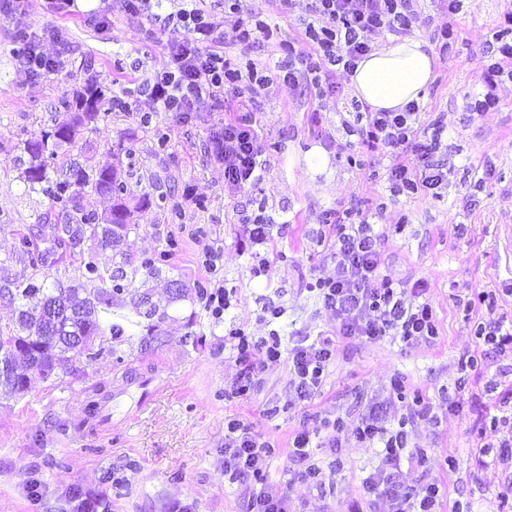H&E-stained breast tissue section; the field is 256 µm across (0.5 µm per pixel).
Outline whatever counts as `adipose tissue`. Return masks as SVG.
Wrapping results in <instances>:
<instances>
[{"label": "adipose tissue", "mask_w": 512, "mask_h": 512, "mask_svg": "<svg viewBox=\"0 0 512 512\" xmlns=\"http://www.w3.org/2000/svg\"><path fill=\"white\" fill-rule=\"evenodd\" d=\"M436 59L416 37L389 40L361 59L349 77L359 101L374 111L400 112L419 100L435 77Z\"/></svg>", "instance_id": "adipose-tissue-1"}]
</instances>
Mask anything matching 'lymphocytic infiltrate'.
I'll return each instance as SVG.
<instances>
[{
    "instance_id": "f902f5d3",
    "label": "lymphocytic infiltrate",
    "mask_w": 512,
    "mask_h": 512,
    "mask_svg": "<svg viewBox=\"0 0 512 512\" xmlns=\"http://www.w3.org/2000/svg\"><path fill=\"white\" fill-rule=\"evenodd\" d=\"M119 2L124 12L141 24L164 21L173 35L150 75L134 79L132 86L113 96V109H128L130 97L137 94L147 97L153 111L172 112L186 119L207 105L237 102L240 111L225 118L222 138L215 147L224 163V186L234 193L260 184L266 173L267 151L247 102L281 82L313 86L321 97L340 94L338 73H352L370 52L375 36L384 32L406 35L419 19L418 0H311L301 22L300 42H280L285 59L270 68L246 56L227 57L220 49L223 33L199 8L185 5L162 19L154 11L157 0ZM57 38L52 28L27 33L24 46L14 49L13 56L30 74L52 70L55 62L44 53L43 43ZM487 52L491 62L485 70V92L473 104L477 112L494 108L498 102L497 79L504 72V62L512 60V13L505 15L494 32ZM342 127L368 148L395 156L387 171L395 192L424 200L440 197L447 188L448 164L439 154L444 128L438 123L422 128L418 104H409L401 112L367 110L362 119L343 121ZM239 222L244 245L254 250L253 276L267 275L268 261L256 248L271 239L273 218L260 204L242 209ZM405 223L402 217L391 227L370 223L363 201L356 199L343 209L323 212L316 242L332 267L326 275L313 278L308 291L334 317L335 331L314 337L300 330L285 331V308L264 305L261 319L270 326L268 335L255 337L237 327L224 338L237 367L229 397L249 398L262 384L268 364L283 361L291 374V405L307 406L325 385L338 341L388 339L407 346L431 342L438 329L425 284L399 281L383 272L384 242L389 232H402ZM496 300L495 292L482 291L476 298L460 300L458 308L472 323L480 344L504 352L512 350V319H486L476 312L480 305L493 309ZM387 387V398L368 402L354 428H347L341 413L322 410L314 415L315 428L292 434L289 486L307 490L335 486L344 465L336 458L320 466L317 450L339 447L341 434L350 430L359 442L379 449L377 465L363 480L366 494L386 504L387 512H437L444 497L442 486L434 482L419 489L408 481L409 465L423 464L428 458L427 449L409 448L408 440L418 426L439 423L438 407L400 374H392ZM325 429L332 435L324 441L320 433ZM276 454V448L262 439L253 423L241 419L226 422L224 472L242 487L245 512H288L287 495L268 480L269 464Z\"/></svg>"
}]
</instances>
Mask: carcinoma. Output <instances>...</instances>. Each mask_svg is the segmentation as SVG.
I'll return each mask as SVG.
<instances>
[{
    "label": "carcinoma",
    "instance_id": "carcinoma-1",
    "mask_svg": "<svg viewBox=\"0 0 512 512\" xmlns=\"http://www.w3.org/2000/svg\"><path fill=\"white\" fill-rule=\"evenodd\" d=\"M112 110V100L93 79L87 80L83 90L70 97L63 95L56 111L62 118L42 138L26 140L20 150L27 159L22 161L20 180L25 191L39 193L48 198L50 209H57V219L45 216V225L38 235L22 228L14 230L17 246L10 260L34 271L22 281L0 285V299L17 305L12 323L0 325V359L9 369H0V398H13L28 389L27 372L32 371L44 379L56 370L67 369L76 347L86 353V359L108 355L115 357L117 365L124 364L117 355L116 346L134 335L139 322L126 315L112 318V300L130 296L134 315L161 321L166 313L158 312L149 303L146 290L135 287L138 272L146 277L162 273L168 253L145 257L140 268L128 272L121 245L131 230L127 202L132 200L130 179L119 176V165L97 167L85 160L70 167L63 179L51 176V165L57 150L77 146L84 129L95 122L101 112ZM108 197L110 208L103 212L85 210L79 196L85 188ZM105 245L116 251L120 261L108 276L96 265L93 247ZM80 257L85 269V281L70 285L56 278L48 283L50 270L68 257ZM43 272L39 278L35 272Z\"/></svg>",
    "mask_w": 512,
    "mask_h": 512
}]
</instances>
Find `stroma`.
Here are the masks:
<instances>
[{"label": "stroma", "instance_id": "stroma-1", "mask_svg": "<svg viewBox=\"0 0 512 512\" xmlns=\"http://www.w3.org/2000/svg\"><path fill=\"white\" fill-rule=\"evenodd\" d=\"M309 0H296L291 13H281L277 0H247L279 38L293 39L301 30ZM421 17L413 36L432 41L437 28L454 20L457 36L448 55L437 56L435 79L420 101V121H442V141L454 169L441 197L413 200L392 191L385 177L389 155L368 154L367 167L349 166L350 138L341 126L353 112L356 97L348 76L340 96L317 97L314 90L278 85L254 106L256 130L274 144L263 182L257 190L229 195L224 189V165L213 152L211 137L224 125L222 107L212 106L178 121L173 113L158 115V127L144 126L141 115L150 101L139 97L128 112H109L85 132L80 146L60 151L56 174L71 162L92 156L99 166L113 163L110 148L122 143L136 152L142 176L135 195L166 193L179 209L178 219L156 207L132 208V229L122 250L128 260L169 250L162 275L147 283L152 300L167 313L157 335L140 327L120 345L125 365L156 368L165 395L139 421L114 416L112 430L99 432L90 402L110 393L120 375L113 358L87 362L72 354L69 370L49 379L31 375L20 398L0 400V512H71L73 491L104 495L109 512H242V490L224 475V422L239 418L279 450L269 480L288 488V436L310 425V410L334 408L358 414L368 400L386 397L384 380L396 372L418 387L434 403L454 401L459 417L415 430L413 444L428 449V461L411 473L414 485H443L442 512H496V495L512 478V454L482 469H474L477 453L474 429L479 414L496 415L512 397V381L499 370L512 363L511 353L487 351L479 374L458 388L457 362L474 349L470 326L456 310V298L494 290L497 314L512 317V243L504 226L512 220V76H502L498 103L488 112H474L470 104L484 89L486 42L512 0H464L456 17H448L438 0H420ZM33 30L47 26L61 30L70 46L58 55L48 42V56L60 64L40 76L29 75L12 56L14 29L0 18V212L13 224L39 229L49 209L43 195L29 194L18 178L19 146L50 129L59 114L54 105L63 94L82 89L96 79L106 95L120 93L127 79L114 68L150 69L164 51L169 30L154 36L140 31L113 6L98 0L99 26L84 22L85 14L71 10L59 15L46 0H30ZM166 129L170 140L158 149L156 131ZM369 206L386 204L390 219L408 215L403 234L384 245L385 274L399 280L428 283L438 334L433 343L402 346L379 341H344L322 393L311 409L289 407L286 363L269 365L260 389L248 400L228 399L236 374L234 360L224 348L230 324L256 336L269 332L258 314L264 298L283 305L287 320L310 333L331 331L334 318L305 289L310 278L326 273L325 260L315 241L322 211L344 207L350 200ZM250 200L264 201L269 214L282 223V232L261 247L270 263L268 277L251 273V258L239 245L238 209ZM221 247L220 278L229 288L231 307L223 322H215L195 299L172 301L175 284L205 282L207 247ZM197 344H183L187 332ZM124 365V366H125ZM283 411L264 416L268 402ZM338 456L344 462L331 491L290 490L289 512H348L362 503L361 480L377 464L375 449L346 436L337 451L322 449L321 460ZM457 460L455 470L444 466L446 456Z\"/></svg>", "mask_w": 512, "mask_h": 512}]
</instances>
